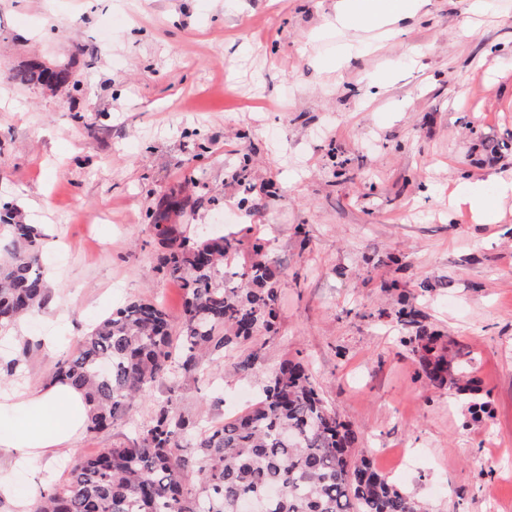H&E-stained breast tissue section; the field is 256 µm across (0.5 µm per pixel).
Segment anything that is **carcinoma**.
Instances as JSON below:
<instances>
[{
    "mask_svg": "<svg viewBox=\"0 0 512 512\" xmlns=\"http://www.w3.org/2000/svg\"><path fill=\"white\" fill-rule=\"evenodd\" d=\"M10 79L20 87L59 86L70 73L34 64ZM187 206L172 196L148 217L166 245L157 268L183 291L180 326L160 303L131 300L92 324L50 371L85 392L93 434L129 419L136 400L154 387L166 385L167 396L135 441L76 457L34 512H248L258 501L260 512H423L370 459L352 452L353 431L297 359L267 374L257 403L239 416L206 424L176 409V389L200 380L212 363L224 362L229 377L263 371L261 338L276 333L282 279L268 242H255L253 261L240 269V240L176 235L170 214ZM44 239L41 225L0 204V330L51 307ZM395 315L418 326L405 342L432 385L475 388L456 376L451 348L419 325L412 302L400 303ZM30 357L25 344L3 366L5 376Z\"/></svg>",
    "mask_w": 512,
    "mask_h": 512,
    "instance_id": "obj_1",
    "label": "carcinoma"
}]
</instances>
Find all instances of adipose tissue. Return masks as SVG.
Wrapping results in <instances>:
<instances>
[{"label": "adipose tissue", "instance_id": "1", "mask_svg": "<svg viewBox=\"0 0 512 512\" xmlns=\"http://www.w3.org/2000/svg\"><path fill=\"white\" fill-rule=\"evenodd\" d=\"M428 0H336L331 24L342 31L374 28L393 35L395 23L417 18ZM89 404L82 392L59 379L36 386L0 384V501L13 512H33L53 474L39 468L46 457L62 456L84 432ZM17 469L33 471L28 490L13 478Z\"/></svg>", "mask_w": 512, "mask_h": 512}]
</instances>
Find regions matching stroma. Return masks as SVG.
Returning a JSON list of instances; mask_svg holds the SVG:
<instances>
[{"label": "stroma", "instance_id": "stroma-1", "mask_svg": "<svg viewBox=\"0 0 512 512\" xmlns=\"http://www.w3.org/2000/svg\"><path fill=\"white\" fill-rule=\"evenodd\" d=\"M332 0H0V200L52 227L45 263L67 317L28 320L34 385L99 317L154 299L180 321L183 293L156 270L147 216L239 233L238 266L270 242L287 275L265 365L307 363L354 451L426 512H512V0H429L386 42L327 28ZM346 60L335 70L327 61ZM65 68L59 89L9 76ZM248 159L245 182L233 171ZM496 212L479 224L466 194ZM397 289H388L391 281ZM433 282L421 291L420 282ZM410 299L467 353L475 393L428 386L400 337ZM262 375L208 368L181 387L186 416L250 408ZM132 418L83 433L79 455L128 443ZM488 410L472 415V399Z\"/></svg>", "mask_w": 512, "mask_h": 512}]
</instances>
